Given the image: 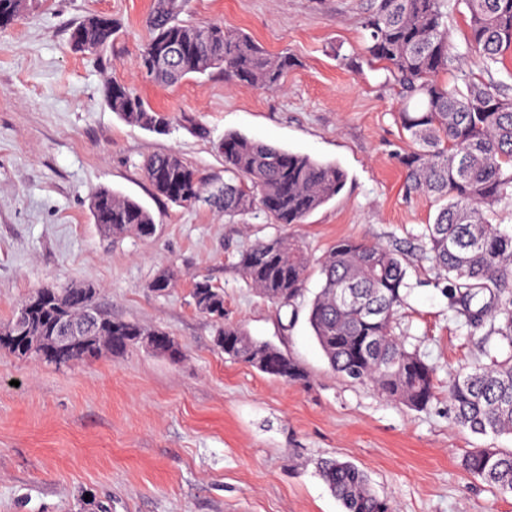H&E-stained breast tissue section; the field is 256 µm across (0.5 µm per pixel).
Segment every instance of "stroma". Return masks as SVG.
Listing matches in <instances>:
<instances>
[{
    "instance_id": "35a3bbf8",
    "label": "stroma",
    "mask_w": 512,
    "mask_h": 512,
    "mask_svg": "<svg viewBox=\"0 0 512 512\" xmlns=\"http://www.w3.org/2000/svg\"><path fill=\"white\" fill-rule=\"evenodd\" d=\"M153 3L28 0L0 31V325L37 289L91 285L101 310L166 331L183 352L174 361L139 345L55 366L0 351V512H93L95 500L112 512H342L316 471L330 456L365 470L396 512H512L511 495L458 464L480 444L511 449L512 436L458 427L447 395L450 375L512 350L488 340L487 327L464 325L424 251L435 209L403 193L393 155L412 142L397 120V88L364 54L358 19L370 0H180L179 21L219 19L292 56L277 90L227 81L220 69L152 84L138 59ZM92 13L117 19L120 32L98 52H76L70 31ZM115 79L170 116L165 133L109 109L104 90ZM229 132L339 163L346 186L290 226L257 208L229 217L154 191L143 164L156 153L223 178L215 145ZM102 187L152 213V239L94 223L91 196ZM276 235L317 257L344 237L405 253L393 333L436 368L430 408L408 409L331 371L306 321L318 276L281 310L248 285L240 252ZM167 270L175 287L154 293ZM198 276L223 288L226 322L287 351L308 384L224 356L215 322L192 303Z\"/></svg>"
}]
</instances>
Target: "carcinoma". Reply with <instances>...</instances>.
Returning <instances> with one entry per match:
<instances>
[{"label":"carcinoma","mask_w":512,"mask_h":512,"mask_svg":"<svg viewBox=\"0 0 512 512\" xmlns=\"http://www.w3.org/2000/svg\"><path fill=\"white\" fill-rule=\"evenodd\" d=\"M461 4L468 15L464 53L448 38V19ZM25 7L26 0H0V20L20 17ZM177 7V0H156L149 20L140 69L154 83L170 86L218 67L230 80L270 90L295 66L292 57L272 56L248 34L222 23L184 24L176 19ZM361 27L368 32L365 53L386 64L399 88L398 120L414 144L397 157L406 193L424 195L436 206L433 223L425 227L427 253L466 324L489 323L490 333L512 348V226L495 223L498 212L512 210V85L507 83L512 72L483 81L465 69L467 52L490 73L503 52L512 50V0H373ZM119 28L115 19L106 24L90 14L72 28L71 47L97 52ZM105 102L130 124L153 131L169 125L166 114L118 81L106 86ZM216 149L228 175L223 181L202 177L174 153L149 157L145 176L172 202L204 203L226 214L258 206L274 224L304 223L347 181L337 163L239 133L225 134ZM91 213L94 223L114 235L154 236L151 213L109 188L93 193ZM237 265L256 293L280 308L296 304L310 273L318 271L321 287L307 320L332 371L412 409L424 410L435 399L434 367L392 331L406 286L399 250L343 238L316 259L302 241L279 236L241 252ZM191 296L199 312L220 323L215 344L225 356L287 383L307 382V373L288 353L224 322V289L207 277L196 278ZM36 297L28 313L32 336L60 317L80 318L94 292L40 288L29 295ZM151 334L166 332L147 331L103 311L92 331L112 342L115 353ZM448 401L457 426L481 436L512 435V353L451 376ZM461 466L498 493L512 495V450L471 448ZM318 474L343 512H395L393 503L371 488L365 471L349 461L324 459Z\"/></svg>","instance_id":"cac0c4a2"}]
</instances>
